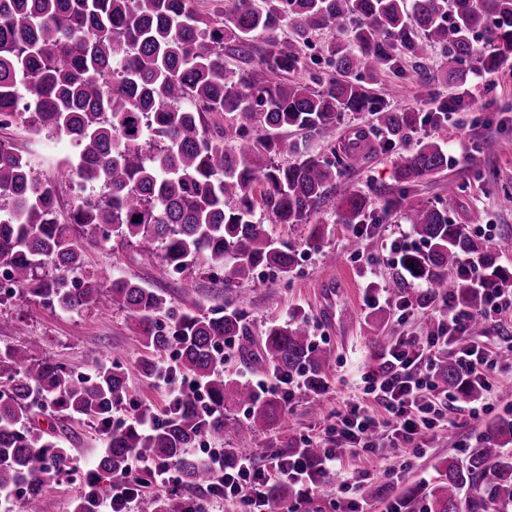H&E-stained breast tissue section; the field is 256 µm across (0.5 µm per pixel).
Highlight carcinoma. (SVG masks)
<instances>
[{
	"mask_svg": "<svg viewBox=\"0 0 512 512\" xmlns=\"http://www.w3.org/2000/svg\"><path fill=\"white\" fill-rule=\"evenodd\" d=\"M216 2L208 15L197 0H0V129L21 121L38 132L69 135L75 155L60 165L98 189L61 218L57 182L0 139V276L32 300L68 313L95 309L109 292L145 349L140 373L157 377L162 356L170 354L187 382H170L173 398L163 413L144 407L114 427L113 409L129 395L122 363L76 376L50 358H33L30 343L0 346V491L21 495L23 512H41L44 493L68 473L69 449L31 424L37 410L88 419L105 437L73 512H95L96 501L129 477L136 455L178 471L176 485L140 498L139 512H206L203 500L185 496L214 479L192 450L202 439L238 432L224 411L244 405L257 422L286 421L278 400L224 377V341L247 335L242 312H181L136 280L85 270L87 245L120 237L160 258L169 272L187 280L192 271H207L226 290L260 268L287 274L294 248L273 237L257 210L275 224L309 223L336 178L376 148L405 142L423 123L436 124L463 106L447 100L425 116L397 111L371 95L364 79L402 57H421L429 43L447 58V81L464 78L463 65L471 61L486 74L512 61V0ZM285 24L292 37L280 39L276 31ZM330 26L339 36L327 47L328 76L310 84L282 81L307 64L309 36ZM226 53L249 67L227 71ZM21 86L30 105L16 112ZM359 112L375 113L385 140L364 132L332 160L314 152L315 143ZM214 113L224 115V125H209ZM447 166L440 145L419 141L395 178L408 188ZM455 202L450 187L446 206L409 204L406 219L425 249L403 253L401 275L386 291L398 296L424 284L414 302H448L473 315L469 336H481L487 292L512 277L464 225L448 221ZM367 210V197L351 193L337 221L358 224ZM463 260L482 268L480 284L452 274ZM259 359L278 376L325 374L326 356L313 349L308 323L294 316L266 328ZM436 378L462 403L484 393L483 383L454 360L441 364ZM198 387L208 395L207 410L198 404ZM508 444L512 415H500L465 460L439 461L440 481L419 491L423 512H508L512 457L502 453ZM266 498L281 512L288 487L274 485Z\"/></svg>",
	"mask_w": 512,
	"mask_h": 512,
	"instance_id": "obj_1",
	"label": "carcinoma"
}]
</instances>
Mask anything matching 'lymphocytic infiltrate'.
Wrapping results in <instances>:
<instances>
[{
    "label": "lymphocytic infiltrate",
    "instance_id": "lymphocytic-infiltrate-1",
    "mask_svg": "<svg viewBox=\"0 0 512 512\" xmlns=\"http://www.w3.org/2000/svg\"><path fill=\"white\" fill-rule=\"evenodd\" d=\"M471 316L459 310L440 312L437 329L433 334L400 339L386 352L383 372L364 378L367 394L384 409L376 415L363 403L352 402L337 412L334 421L324 429L321 439L323 453L317 462H309L303 448L271 456L266 467H256L250 457H242L236 465L225 466L223 455L207 456L209 468L216 474L214 496L234 498L241 512H263L264 487L270 475L301 483L308 480L311 471L331 472L343 450L363 451L379 455L382 446L408 448L420 454L424 436L444 427L445 417L438 400V386L433 370L438 352L454 345L457 337L466 335ZM512 355V343L494 344L493 347L475 342L456 350L457 363L471 376L487 380L489 373L503 369L502 358ZM386 429V442H379L378 429ZM132 478L114 487L110 498L98 502L96 512H132L138 500V478H150L157 486L171 485L173 467L161 465L146 458H134Z\"/></svg>",
    "mask_w": 512,
    "mask_h": 512
}]
</instances>
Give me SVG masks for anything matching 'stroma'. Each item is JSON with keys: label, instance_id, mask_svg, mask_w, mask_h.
I'll return each mask as SVG.
<instances>
[{"label": "stroma", "instance_id": "stroma-1", "mask_svg": "<svg viewBox=\"0 0 512 512\" xmlns=\"http://www.w3.org/2000/svg\"><path fill=\"white\" fill-rule=\"evenodd\" d=\"M444 62L439 47H428L419 61H403L399 72L383 74L372 88L376 96L389 98L391 106L400 111L429 112L441 99L464 98V110L449 113L441 124L424 125L417 133L418 139L436 142L447 151V169L405 191L394 179L405 145L378 150L367 162L337 179L310 223L272 225L274 237L288 241L296 251L288 276L263 270L259 283L245 282L227 293L209 274L199 271L193 287L186 288L169 275L159 258L133 247L115 242L86 251V270H105L135 279L159 291L179 309L206 313L224 307L244 312L249 333L236 338L226 351L224 374L231 379L252 385L260 380L274 383L268 368L252 358L262 332L274 320L295 314L307 319L312 335L319 338L318 348L330 353L325 389L316 393L296 390L286 407L288 424L284 427L253 423L244 407L231 412L243 428L240 442L256 465L267 464L272 454L291 451L303 437L323 434L331 415L349 402L365 400L362 377L382 371V346L403 336L420 335L424 309L416 306L408 316H401L395 298L384 290L397 273L387 259L391 241L406 240L413 249L422 246L404 219L402 197L437 206L455 197L456 203L448 212L452 223L465 225L482 242L512 243V205L505 202L512 195V68L447 83L442 79ZM417 72L428 78L427 92H420L413 82ZM1 138L30 153L50 174L55 173L58 160L73 151L69 137H50L22 125L0 129ZM353 192L365 194L371 214L379 217L380 227L375 233L360 236L355 226L337 223L341 199ZM316 224L326 229L317 249L307 243ZM328 252L337 254L336 263L325 261ZM29 340L35 343L33 356L53 357L77 375L111 360L122 362L129 372L131 401L117 408L115 417L132 419L140 405L159 411L172 399L168 385L138 372L139 350L131 323L110 298H102L90 313L76 315L35 304L24 292H16L0 302V345ZM444 413L451 421L449 429L430 438L410 467H400V453L391 448L385 449L380 463L348 452L335 471L317 482L291 486L290 504L308 497L313 512H339L345 499L344 483L354 482L363 469L370 470L371 483L390 486L388 501L397 500L410 488L435 484L438 462L448 457L465 459L493 420L489 414L469 419L452 406L445 407ZM35 422L69 448L73 464L69 474L46 493L43 512H71V502L81 489V474L101 453L103 436L86 419H62L42 411L36 414ZM388 501L368 500L366 512H385Z\"/></svg>", "mask_w": 512, "mask_h": 512}]
</instances>
